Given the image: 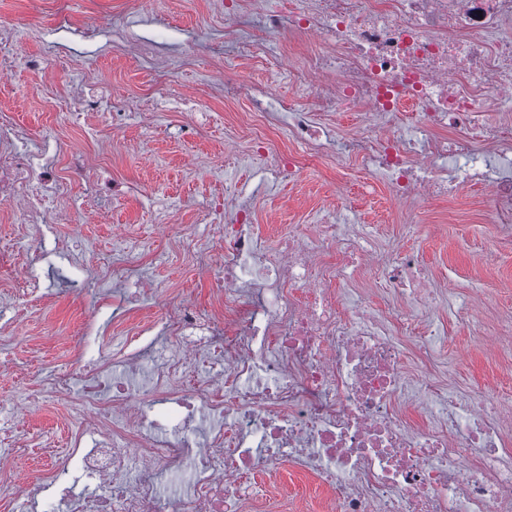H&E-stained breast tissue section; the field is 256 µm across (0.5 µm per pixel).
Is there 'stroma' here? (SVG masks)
I'll list each match as a JSON object with an SVG mask.
<instances>
[{"mask_svg":"<svg viewBox=\"0 0 512 512\" xmlns=\"http://www.w3.org/2000/svg\"><path fill=\"white\" fill-rule=\"evenodd\" d=\"M55 11L56 0H0V16L16 23L17 55L64 57L73 74L96 77L101 102L93 114L74 108L66 82L41 81L20 64L0 74V112L12 113L29 130L30 149H47L52 134L70 140L73 152L87 161L71 174L67 203L72 221L57 227L58 235L69 240L71 256L55 253L51 243L21 235L8 203L0 200V252L19 258L39 254L42 282L36 301L8 310L21 335L0 350V359L31 363L21 375L0 370V403L14 407V427L34 448L15 458L17 473L58 467L62 482L77 492H97L94 480L62 462L73 445L75 420L53 403L30 410L25 398L50 372L72 368V344L84 343V362L90 365L111 359L112 337L123 335L142 318L159 322L178 299L211 310V286L193 277L179 239L187 225L200 241L211 239L212 225L197 217L230 184L255 200L256 222L270 246L288 229L315 223L326 195L346 194L355 224L380 225L379 248L418 253L432 280L427 299L418 302H403L393 289L359 277L352 278L346 290L349 298L363 299L376 314L387 316L403 308L422 316L437 338L434 358L426 364L407 352L409 372L429 374L459 396L490 388L512 391V350L491 351L480 336L486 324L512 316V226L497 229L487 224L473 203V188L462 186L453 198L427 207L419 231L408 235L385 185H377L370 196L358 195L367 174L351 154H342L341 166L324 165L290 181L265 178L238 135L237 116L246 111V104H225L220 85L213 81L215 60L232 47L224 35V0H152L145 8L139 0H71L67 32L57 30ZM91 21L102 32L94 43L79 35ZM128 29L147 38L158 60L177 64L178 84L206 95L208 108L195 113L202 135L188 143L179 134L186 105L178 97L154 100L148 114L126 113L122 135L133 147L115 148L111 166L105 167L93 155L98 140L109 133L114 92L140 93L152 83L147 58L127 54L122 46ZM22 89L28 92L23 105L17 101ZM190 153L200 159L194 173L183 165ZM107 177L129 184L130 193L90 209L86 195ZM273 208L280 210L281 223H268ZM126 227L138 233L126 243L128 250L141 255L137 275L158 287L156 296L141 299L133 311L114 298L112 286H94L100 265L112 254L116 233ZM478 287L485 289V301L475 306L471 296ZM256 480L269 491L256 512H323L329 495L314 474L288 462Z\"/></svg>","mask_w":512,"mask_h":512,"instance_id":"35a3bbf8","label":"stroma"}]
</instances>
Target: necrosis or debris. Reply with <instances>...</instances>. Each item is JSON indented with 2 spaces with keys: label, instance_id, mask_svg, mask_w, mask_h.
<instances>
[{
  "label": "necrosis or debris",
  "instance_id": "obj_1",
  "mask_svg": "<svg viewBox=\"0 0 512 512\" xmlns=\"http://www.w3.org/2000/svg\"><path fill=\"white\" fill-rule=\"evenodd\" d=\"M289 20L314 39L298 68L268 58L259 38L224 58V100H249L240 131L265 171L293 177L332 160L318 114L361 112L355 159L384 178L401 214L471 185L486 191L488 223H512V0H293ZM247 58L287 71L299 103L263 105L234 80ZM403 112L414 113L418 137L394 134ZM483 112L507 118L485 127ZM27 139L1 112L0 190L39 238L70 220L59 166L70 147L59 140L52 155L34 154ZM211 211L224 216L218 250L196 252L191 234L182 246L194 277L223 291V322L176 302L160 331L128 328L140 346L87 371L80 391L55 374L28 395L78 421L72 454L102 487L61 488L58 507L245 512L263 494L253 474L287 460L329 488L324 512H512V396L457 399L429 378L408 381L406 344L426 359L432 338L406 312L384 318L336 295L365 261L374 280L421 300L419 257L376 254L377 230L348 231L332 199L320 223L273 247L240 191ZM134 263L120 247L99 274L123 296L155 294ZM466 458L477 475L464 473Z\"/></svg>",
  "mask_w": 512,
  "mask_h": 512
}]
</instances>
